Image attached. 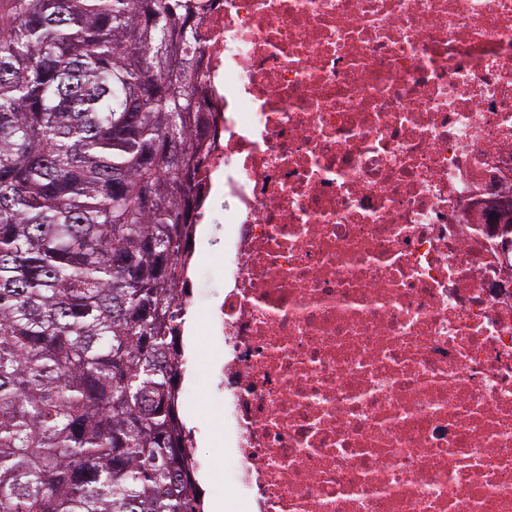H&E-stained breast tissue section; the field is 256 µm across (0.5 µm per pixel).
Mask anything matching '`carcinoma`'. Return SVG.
I'll return each instance as SVG.
<instances>
[{"label": "carcinoma", "mask_w": 512, "mask_h": 512, "mask_svg": "<svg viewBox=\"0 0 512 512\" xmlns=\"http://www.w3.org/2000/svg\"><path fill=\"white\" fill-rule=\"evenodd\" d=\"M205 0H0V512H203L182 285Z\"/></svg>", "instance_id": "1"}]
</instances>
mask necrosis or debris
Segmentation results:
<instances>
[{
	"label": "necrosis or debris",
	"instance_id": "obj_1",
	"mask_svg": "<svg viewBox=\"0 0 512 512\" xmlns=\"http://www.w3.org/2000/svg\"><path fill=\"white\" fill-rule=\"evenodd\" d=\"M208 312L250 512H512V0H209Z\"/></svg>",
	"mask_w": 512,
	"mask_h": 512
}]
</instances>
